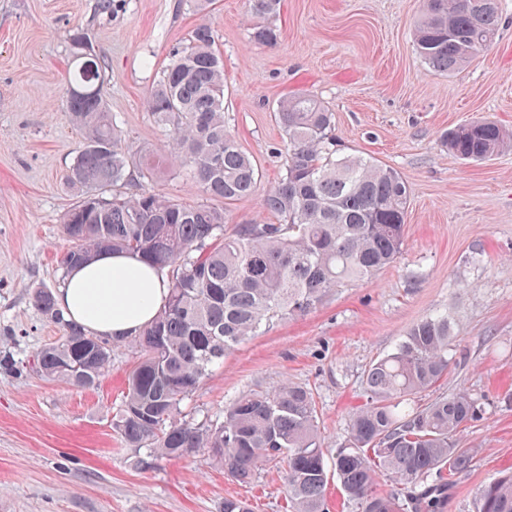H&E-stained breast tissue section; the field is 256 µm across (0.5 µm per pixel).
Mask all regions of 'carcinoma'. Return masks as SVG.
Segmentation results:
<instances>
[{
    "mask_svg": "<svg viewBox=\"0 0 512 512\" xmlns=\"http://www.w3.org/2000/svg\"><path fill=\"white\" fill-rule=\"evenodd\" d=\"M249 2L259 19L251 41L276 46L280 32L268 19L279 0ZM500 21L499 0H426L416 52L429 69L453 74L495 41ZM72 47L76 68L66 77V108L82 145L67 183L81 194L62 218L68 248L61 270L105 248L133 252L169 278L167 304L131 339L139 356L112 417L125 445L146 449L152 460L202 453L243 483L263 463L281 461L292 512H328L332 475L359 512H445L452 477L473 461L458 435L480 405L465 392L419 406L410 400L448 374L453 336L446 314L415 322L394 352L370 365L347 443L329 461L315 402L302 386L285 381L271 392L242 395L221 419L196 421L181 411L224 354L395 262L410 196L402 178L371 158L337 154L333 112L302 94L279 102L274 113L288 150L264 208L280 223L239 224L229 233L224 210L211 204L183 203L141 185L125 192L151 177L152 168L137 163L107 110L100 58L79 32ZM146 108L166 133L168 163L184 169L209 199L235 201L255 191V164L224 122V62L209 24H197L189 45L173 53ZM442 141L469 162L512 150V132L489 118L461 124ZM109 186L115 192L107 197ZM55 294L40 287L32 301L61 336L26 362L0 350V372L94 388L109 372L118 341L65 320ZM384 472L401 492L377 491ZM471 512H512V474L482 486Z\"/></svg>",
    "mask_w": 512,
    "mask_h": 512,
    "instance_id": "carcinoma-1",
    "label": "carcinoma"
}]
</instances>
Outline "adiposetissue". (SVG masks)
<instances>
[{
  "label": "adipose tissue",
  "instance_id": "ef3b65f1",
  "mask_svg": "<svg viewBox=\"0 0 512 512\" xmlns=\"http://www.w3.org/2000/svg\"><path fill=\"white\" fill-rule=\"evenodd\" d=\"M169 296L164 272L128 252H99L91 261L70 267L58 306L88 331L123 340L149 325Z\"/></svg>",
  "mask_w": 512,
  "mask_h": 512
}]
</instances>
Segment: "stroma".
Segmentation results:
<instances>
[{
  "instance_id": "35a3bbf8",
  "label": "stroma",
  "mask_w": 512,
  "mask_h": 512,
  "mask_svg": "<svg viewBox=\"0 0 512 512\" xmlns=\"http://www.w3.org/2000/svg\"><path fill=\"white\" fill-rule=\"evenodd\" d=\"M500 3L497 41L446 76L413 46L423 0H281L274 48L251 42L246 0H212L203 12L195 0H112L107 11L98 0H0V345L26 360L61 334L31 296L59 281L61 217L79 196L66 182L81 142L65 108L72 34L83 32L105 66L107 106L127 140L152 155L166 135L146 99L173 50L207 22L224 60L226 125L259 172L252 195L224 204L229 226L276 222L262 208L285 161L273 109L302 92L334 113L344 152L399 174L410 206L394 264L228 352L183 412L218 418L239 396L288 381L311 391L324 446L336 451L369 365L418 320L448 314V374L421 398L464 391L482 407L459 434L473 465L448 491L446 512H469L482 486L512 471V151L469 163L440 136L480 118L512 128V0ZM149 186L205 199L169 166ZM137 356L116 346L94 390L0 374V512H221L228 497L251 512H289L276 461L249 484L203 455L137 468V449L112 428Z\"/></svg>"
}]
</instances>
